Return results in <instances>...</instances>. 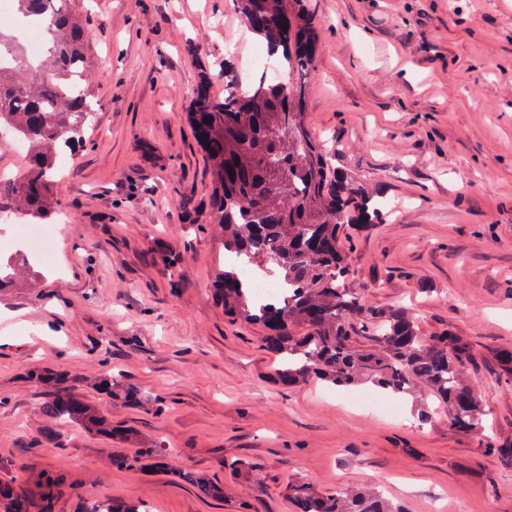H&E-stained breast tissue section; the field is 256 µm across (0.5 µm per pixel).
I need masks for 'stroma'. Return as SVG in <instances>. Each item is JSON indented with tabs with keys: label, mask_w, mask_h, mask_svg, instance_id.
I'll return each instance as SVG.
<instances>
[{
	"label": "stroma",
	"mask_w": 512,
	"mask_h": 512,
	"mask_svg": "<svg viewBox=\"0 0 512 512\" xmlns=\"http://www.w3.org/2000/svg\"><path fill=\"white\" fill-rule=\"evenodd\" d=\"M96 59L85 146L58 163L60 231L50 268L0 289V480L68 488L54 512L93 497L146 512H293L300 479L333 494L375 487L402 512H512V468L445 415L365 412L321 383L274 377L262 327L228 322L211 284L213 183L187 112L201 78L224 94L257 39L236 0H76ZM320 34L305 120L337 162L380 188L384 223L345 245L349 287L405 306L423 335L451 329L478 355L469 373L488 433L512 443V383L489 353L512 346V6L504 0H305ZM180 257L175 271L159 254ZM179 288H171V280ZM65 375L161 466L117 469L122 444L43 416ZM164 404L156 414L100 391L103 375ZM254 468L242 482L233 464ZM190 471L221 485L200 497Z\"/></svg>",
	"instance_id": "35a3bbf8"
}]
</instances>
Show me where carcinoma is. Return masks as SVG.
Returning a JSON list of instances; mask_svg holds the SVG:
<instances>
[{
	"label": "carcinoma",
	"instance_id": "obj_1",
	"mask_svg": "<svg viewBox=\"0 0 512 512\" xmlns=\"http://www.w3.org/2000/svg\"><path fill=\"white\" fill-rule=\"evenodd\" d=\"M16 17L35 22L50 35L46 58L31 64L16 36L0 26V127L28 144V161L13 180L0 179V212L37 220L54 215L48 206L59 151L85 139L95 103L85 82L95 67L89 35L74 0H12ZM299 0H240L245 20L288 82L260 75L242 90L238 78L224 83V98L203 90L193 100L190 119L199 142L214 162L217 181L212 230L224 242V254H239L267 271L285 289L282 298L260 303L242 271L224 265L216 286L224 314L260 324L265 346L278 361L276 376L288 386L315 378L327 387L369 383L383 396L414 395L421 419L439 403L448 425L477 433L486 416L473 378L464 369L477 356L468 338L443 331L420 332L403 306L374 305L346 287L350 269L343 238L347 229L381 224V196L355 173L336 165L327 143L316 139L303 115L307 75L314 68L315 32ZM30 264L0 260V288L20 280L34 282ZM500 376L512 380V349L496 351ZM55 390L42 403L50 419L89 432L112 433L98 409L84 401L76 386L53 377ZM123 441L136 451L112 458L117 468H133L156 457L129 434ZM484 453L512 467V447L483 439ZM63 480L48 476L31 498L0 481V502L8 512H52ZM297 512H400L377 492L350 487L323 495L313 485H288Z\"/></svg>",
	"mask_w": 512,
	"mask_h": 512
}]
</instances>
